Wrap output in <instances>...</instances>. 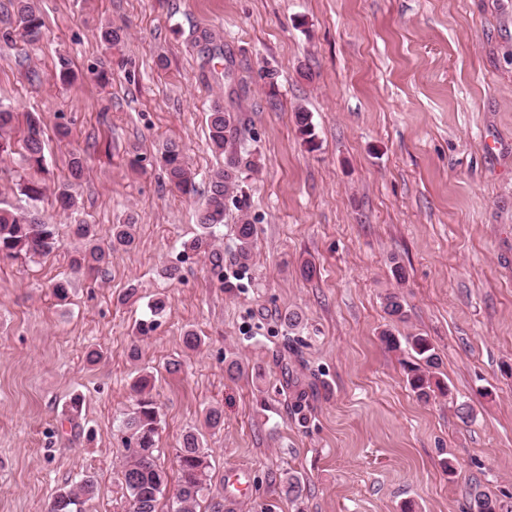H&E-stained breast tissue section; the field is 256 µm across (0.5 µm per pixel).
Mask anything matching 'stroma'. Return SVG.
I'll return each instance as SVG.
<instances>
[{
    "instance_id": "stroma-1",
    "label": "stroma",
    "mask_w": 512,
    "mask_h": 512,
    "mask_svg": "<svg viewBox=\"0 0 512 512\" xmlns=\"http://www.w3.org/2000/svg\"><path fill=\"white\" fill-rule=\"evenodd\" d=\"M38 7L39 42L0 40V101L39 114L48 192L71 153L86 156L87 170L74 208L44 207L59 227L55 253L0 262V512H45L56 489L85 475L97 482L86 512H123L122 423L143 370L154 377L157 463L168 478L159 512L171 510L177 454L193 427L211 461L198 512L223 500L232 472L245 491L231 512H467L476 489L512 512V0ZM106 20L127 32L109 50L98 36ZM199 28L223 44L229 78L202 80ZM62 55L73 83L58 78ZM217 100L243 118L237 145L256 161L242 175V205H228L215 232L220 279L204 255L179 260L200 233L199 194L220 161L206 123ZM300 108L314 143L297 130ZM60 123L69 141L56 139ZM172 140L198 196L165 178L159 158ZM244 214L255 235L243 268ZM130 216L134 246L57 305L51 285L77 246L69 224L95 225L103 245ZM175 262L180 279L161 278ZM132 283L138 293L125 298ZM393 292L406 321L384 310ZM158 296L166 316L136 335ZM293 311L302 318L294 329L284 320ZM189 330L198 349L183 343ZM387 330L428 336L448 395L416 397L401 353L382 342ZM93 348L103 357L92 365ZM233 360L241 376L227 374ZM212 408L224 416L215 429L205 425ZM289 472L304 484L296 501L283 490Z\"/></svg>"
}]
</instances>
